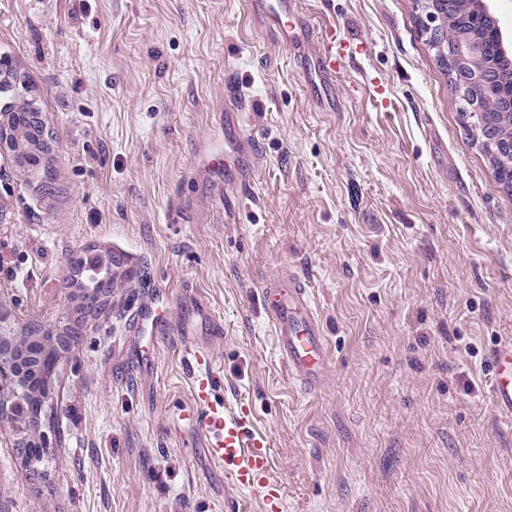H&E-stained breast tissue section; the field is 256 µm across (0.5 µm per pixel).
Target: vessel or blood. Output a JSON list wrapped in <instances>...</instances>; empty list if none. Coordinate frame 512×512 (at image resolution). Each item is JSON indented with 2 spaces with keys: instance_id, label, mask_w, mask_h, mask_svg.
Instances as JSON below:
<instances>
[{
  "instance_id": "1",
  "label": "vessel or blood",
  "mask_w": 512,
  "mask_h": 512,
  "mask_svg": "<svg viewBox=\"0 0 512 512\" xmlns=\"http://www.w3.org/2000/svg\"><path fill=\"white\" fill-rule=\"evenodd\" d=\"M261 6L268 27L286 45L296 43L295 31L300 24L295 0H261ZM315 37L321 43L315 77L326 84L335 79L349 49L337 41L334 28H319ZM263 295L279 352L290 374L305 386L319 387L325 377L328 345L305 289L274 283L264 288ZM137 324L141 341L154 346L167 325L165 307L145 306ZM491 367L494 407L502 418L512 419V343L495 348ZM211 383V375L206 374L196 376L194 384V400L199 408L196 420L204 434L207 454L232 484L256 493L264 512H270L281 498V488L271 478V444L257 431L251 409L225 404L214 394Z\"/></svg>"
}]
</instances>
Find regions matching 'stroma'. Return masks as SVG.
Returning <instances> with one entry per match:
<instances>
[{
	"mask_svg": "<svg viewBox=\"0 0 512 512\" xmlns=\"http://www.w3.org/2000/svg\"><path fill=\"white\" fill-rule=\"evenodd\" d=\"M353 58L314 90L257 0H0L52 190L0 146V321L71 316L73 255L132 269L83 318L55 379L59 446L33 479L0 428V512H261L203 456L187 354L249 405L284 512H512V420L490 354L512 341V190L413 0H298ZM251 152L207 170L211 143ZM304 287L331 346L320 388L288 374L262 291ZM169 301L140 366L135 319Z\"/></svg>",
	"mask_w": 512,
	"mask_h": 512,
	"instance_id": "stroma-1",
	"label": "stroma"
}]
</instances>
